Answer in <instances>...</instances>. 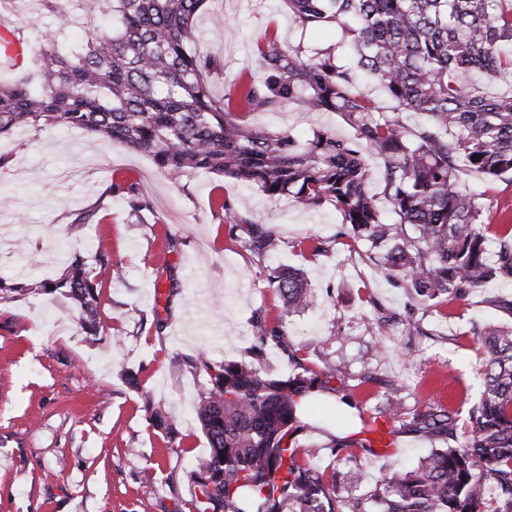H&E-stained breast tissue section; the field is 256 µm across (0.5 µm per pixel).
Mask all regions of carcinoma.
<instances>
[{"label": "carcinoma", "mask_w": 512, "mask_h": 512, "mask_svg": "<svg viewBox=\"0 0 512 512\" xmlns=\"http://www.w3.org/2000/svg\"><path fill=\"white\" fill-rule=\"evenodd\" d=\"M97 2L98 14L74 35L66 0H45L63 21L0 77V136L66 125L151 156L174 181L202 172L255 185L270 198L294 188L306 208L330 201L352 238L369 246L375 272L427 309L491 280H512V222L490 228L483 202L486 184L512 185V94L470 80L512 79V0H283L301 30L332 24L341 41L308 50L268 34L256 44L257 71L220 98L208 78L222 65L191 49L207 0ZM346 46L349 61L339 54ZM367 78L392 109L363 90ZM291 103L343 115L353 136L321 128L300 143L230 118L240 105L267 112ZM404 113L422 120L410 127ZM370 155L380 161L395 223L385 222L369 194ZM108 191L145 207L132 183L113 180ZM241 246L266 257L279 240L256 226ZM110 270L106 251L75 254L55 279L0 277V300L59 294L97 336L98 276ZM271 281L279 313L273 325L256 318L249 359L215 363L200 351L190 360L207 375L195 407L209 444L191 475L204 504L197 512H512V327L473 331L484 355L483 391L467 442L437 448L414 468H392L367 497L368 510L343 500L295 446L307 428L305 400L331 390L333 375L277 379L262 367L267 349L282 345L286 319L310 302L301 269L276 266ZM389 415L428 437L447 438L457 427L456 414L441 406L406 412L397 405ZM354 446L372 450L363 438L328 444L345 460Z\"/></svg>", "instance_id": "obj_1"}]
</instances>
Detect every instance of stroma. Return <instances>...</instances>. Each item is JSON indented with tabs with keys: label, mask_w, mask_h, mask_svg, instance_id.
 <instances>
[{
	"label": "stroma",
	"mask_w": 512,
	"mask_h": 512,
	"mask_svg": "<svg viewBox=\"0 0 512 512\" xmlns=\"http://www.w3.org/2000/svg\"><path fill=\"white\" fill-rule=\"evenodd\" d=\"M6 17L32 43L60 24L46 6L27 11L25 0ZM196 25L194 51L224 66L209 79L218 97L255 70L265 32L316 48L340 37L333 26L300 32L282 0H213ZM242 120L300 141L322 127L353 134L342 115L295 104ZM0 153L11 157L0 170V226L9 238L0 247L1 276L54 278L74 253L99 248L119 271L103 279L96 336L62 296L0 302V512H195L191 473L208 452L194 412L205 375L188 360L201 350L216 361L243 359L257 315L278 312L267 274L281 264L304 271L312 297L284 326L295 357L269 348L266 372L336 373L334 392L307 406L308 427L297 437L312 467L327 466L331 436L361 431L396 397L410 411L427 402L456 410L452 443L466 442L482 389L470 330L477 321L512 322L493 304L512 299V280L425 313L376 275L366 245L342 236L330 203L305 210L293 194L270 198L207 173L175 182L150 157L64 126L14 132L0 138ZM115 176L135 183L147 208L108 194ZM89 210L102 223L74 227ZM254 224L275 228L277 254L260 258L240 247ZM310 237L323 252L302 250ZM412 320L420 332L409 331ZM155 407L172 418L174 433L153 428ZM396 439L395 454L360 451L337 463L342 497L365 499L391 465L415 464L432 448L410 434ZM352 466L363 472L356 486L345 480Z\"/></svg>",
	"instance_id": "obj_1"
}]
</instances>
